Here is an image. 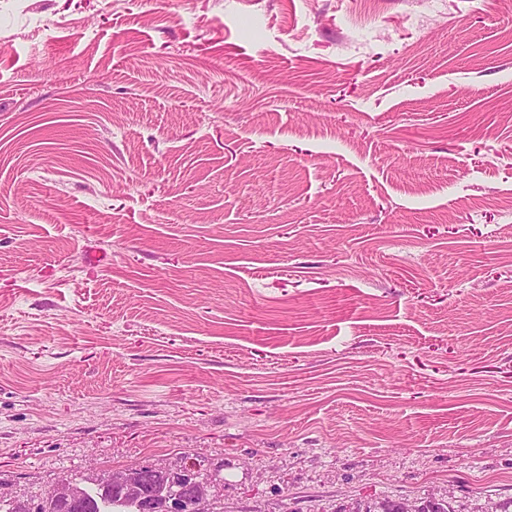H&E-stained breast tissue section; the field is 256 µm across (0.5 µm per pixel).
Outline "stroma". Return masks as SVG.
Returning <instances> with one entry per match:
<instances>
[{"mask_svg":"<svg viewBox=\"0 0 512 512\" xmlns=\"http://www.w3.org/2000/svg\"><path fill=\"white\" fill-rule=\"evenodd\" d=\"M188 457L512 504V0H0V484Z\"/></svg>","mask_w":512,"mask_h":512,"instance_id":"35a3bbf8","label":"stroma"}]
</instances>
